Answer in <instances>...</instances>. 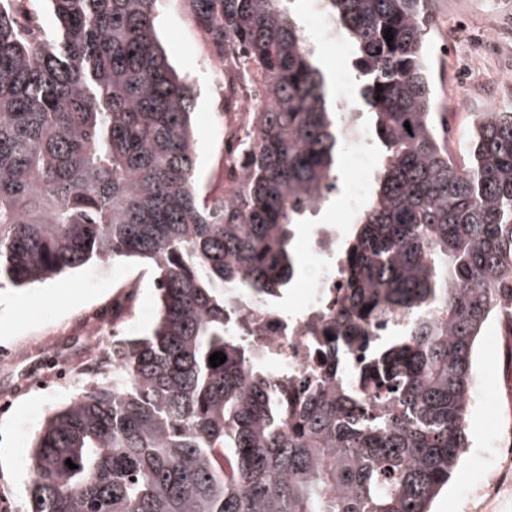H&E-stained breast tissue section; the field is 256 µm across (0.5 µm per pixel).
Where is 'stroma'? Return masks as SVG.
I'll list each match as a JSON object with an SVG mask.
<instances>
[{"instance_id": "35a3bbf8", "label": "stroma", "mask_w": 512, "mask_h": 512, "mask_svg": "<svg viewBox=\"0 0 512 512\" xmlns=\"http://www.w3.org/2000/svg\"><path fill=\"white\" fill-rule=\"evenodd\" d=\"M502 0H475L465 14L450 12L448 0H427L430 19L427 42L432 52L434 94L440 116L437 131L454 162H461L476 113L466 104L483 80L496 74L500 61L480 45L496 35L512 46V14L501 11ZM159 39L171 64L195 88L193 128L200 157L203 190L211 196L224 193L222 116L215 104L211 82L200 68L207 40L188 0H166L157 23ZM336 226L347 235L351 223L342 190H333L311 224L298 225L296 247L299 277L312 273L311 252L319 225ZM155 275L134 262L93 261L63 272L52 280L23 287L0 288V349L25 343L50 347L67 342L80 317L111 305L131 286H138L146 306L139 316L138 332L146 334L156 311ZM90 376L74 382L34 389L17 395L7 410H0V512H29L27 493L32 479L28 467L30 447L44 419L86 390ZM475 389L482 402L473 406L467 432L470 446L448 487L435 499L432 512H512V462L501 465L498 485H490L483 462L487 442L497 430L499 409L512 405V330L487 328L482 332L475 365Z\"/></svg>"}]
</instances>
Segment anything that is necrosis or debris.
I'll list each match as a JSON object with an SVG mask.
<instances>
[{"label": "necrosis or debris", "instance_id": "4bbe7bcc", "mask_svg": "<svg viewBox=\"0 0 512 512\" xmlns=\"http://www.w3.org/2000/svg\"><path fill=\"white\" fill-rule=\"evenodd\" d=\"M203 69L216 81V89L224 114V158L229 165L225 176L229 181L239 179L241 171L232 161L240 146L249 138V116L257 103L266 99L267 80L255 71L246 69L241 54L225 51L208 52L203 58ZM353 81L349 73L336 78V101L341 120V148L351 178L344 189V206L348 215H355L367 193L366 175L376 166V158L364 137L355 112L351 110ZM341 242L334 232L322 231L315 248V274L302 281L300 307L288 308L280 304L269 308L261 301L247 303L245 316L255 335L261 336L268 350L267 359L275 369L289 367L303 375H327L329 364L320 347L318 330L327 314L335 312L336 302L343 295L336 269V255ZM137 295L124 296L115 308H105L83 317L78 334L77 354L45 351L34 359H26L24 350L9 348L0 352V362L11 364L24 360L18 383L29 388L53 384L73 378L81 369V357L100 359L112 346L117 336H130L134 324L121 320L119 311L136 307Z\"/></svg>", "mask_w": 512, "mask_h": 512}]
</instances>
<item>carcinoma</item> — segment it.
Here are the masks:
<instances>
[{
	"label": "carcinoma",
	"instance_id": "cac0c4a2",
	"mask_svg": "<svg viewBox=\"0 0 512 512\" xmlns=\"http://www.w3.org/2000/svg\"><path fill=\"white\" fill-rule=\"evenodd\" d=\"M15 2L0 0V287L125 259L152 269L157 293L150 333L112 340V387L42 423L31 512H432L469 447L479 336L512 314V109L479 113L466 159L448 157L427 0H325L381 151L324 348L369 346L388 311L409 331L353 385L296 387L290 369L278 391L237 318L252 296L287 294L293 225L334 188L341 141L284 0H190L211 43L268 78L242 177L213 199L193 89L156 31L164 0H45L41 35Z\"/></svg>",
	"mask_w": 512,
	"mask_h": 512
}]
</instances>
